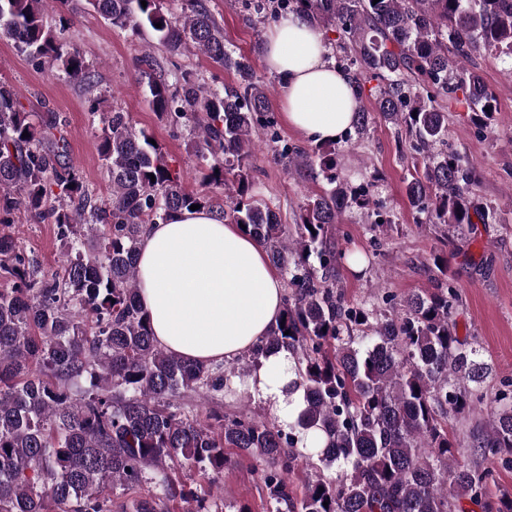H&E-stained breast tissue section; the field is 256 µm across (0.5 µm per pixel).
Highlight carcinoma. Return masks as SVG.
Wrapping results in <instances>:
<instances>
[{"label": "carcinoma", "instance_id": "cac0c4a2", "mask_svg": "<svg viewBox=\"0 0 512 512\" xmlns=\"http://www.w3.org/2000/svg\"><path fill=\"white\" fill-rule=\"evenodd\" d=\"M146 2L87 0L111 27L147 29L169 55L194 48L239 76L237 85L213 89L178 67L170 82L154 73L153 57L139 60L149 105L189 132L197 167L206 170L201 189L187 190L162 146L114 109L99 114L98 153L110 182V196L99 197L69 159L60 115L35 122L0 84V226L24 214L56 225L66 247L61 265L44 272L0 231V279L10 283L0 290V512H115L114 488L145 484L152 489L135 499V512H169L175 502L186 512H215L210 495L174 481L168 469L177 464L212 485L233 463L226 448L259 463L255 474L276 512H464L463 499L481 512H512L511 494L491 500V471L457 462L448 439L450 419L486 410L489 420L470 431L469 447L512 453V385L482 387L491 368L457 334L448 251L430 257L438 272L432 292L370 321L371 310L336 288L354 252L333 234L348 209H370L369 193L341 175L335 146L271 136L286 169L326 183L294 223H282L256 194L250 161L274 126L269 87L249 58L226 47L203 0H183L177 16L162 0ZM70 4L0 0V38L91 88L87 61L64 31L47 25L48 10ZM254 9L268 23L304 15L336 34L338 67L369 101L357 112L356 135L364 137L371 109L404 129L407 202L443 227L445 243L465 238L467 226L496 221L478 194L475 164L448 149V102H464L480 132L496 121V95L467 63L490 54L512 66V0H255ZM192 205L246 226L286 278L279 324L241 366L166 351L140 300L144 226ZM279 347L295 355L293 386L303 393L288 428L218 406L201 420L179 402L186 392L224 396L232 377ZM307 434L313 447H299ZM301 458L319 474L296 500L288 474Z\"/></svg>", "mask_w": 512, "mask_h": 512}]
</instances>
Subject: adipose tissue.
I'll return each mask as SVG.
<instances>
[{
    "mask_svg": "<svg viewBox=\"0 0 512 512\" xmlns=\"http://www.w3.org/2000/svg\"><path fill=\"white\" fill-rule=\"evenodd\" d=\"M325 39L291 15L268 30L263 64L278 81L288 127L320 143L343 138L359 106L349 72L326 58ZM139 288L161 347L189 361L229 364L259 344L282 314L284 282L264 249L237 225L206 210H184L146 225L138 250ZM296 359L287 349L261 358L245 380L281 426L302 394L290 391Z\"/></svg>",
    "mask_w": 512,
    "mask_h": 512,
    "instance_id": "adipose-tissue-1",
    "label": "adipose tissue"
}]
</instances>
